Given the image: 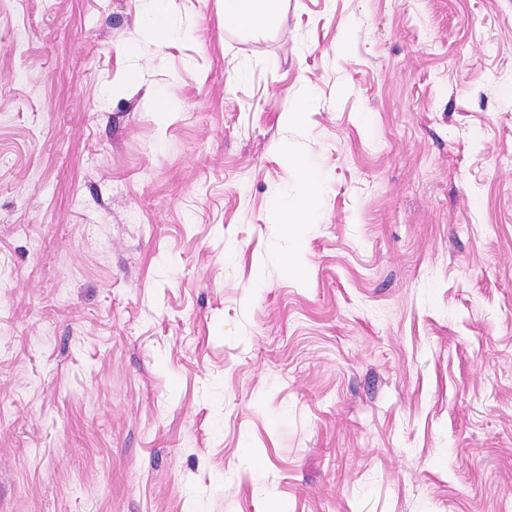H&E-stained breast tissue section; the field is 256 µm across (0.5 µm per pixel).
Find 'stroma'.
I'll return each mask as SVG.
<instances>
[{
	"instance_id": "stroma-1",
	"label": "stroma",
	"mask_w": 512,
	"mask_h": 512,
	"mask_svg": "<svg viewBox=\"0 0 512 512\" xmlns=\"http://www.w3.org/2000/svg\"><path fill=\"white\" fill-rule=\"evenodd\" d=\"M141 8L0 0V512H512V0ZM167 0H143L138 26L158 45H169L179 31L168 20ZM224 26L235 29L275 31L282 21L281 0H220ZM291 159L301 173L305 204L297 209L277 211V222L288 226L306 224L310 211L309 204L317 196L321 185L320 175L307 165L304 158L299 155H293Z\"/></svg>"
}]
</instances>
